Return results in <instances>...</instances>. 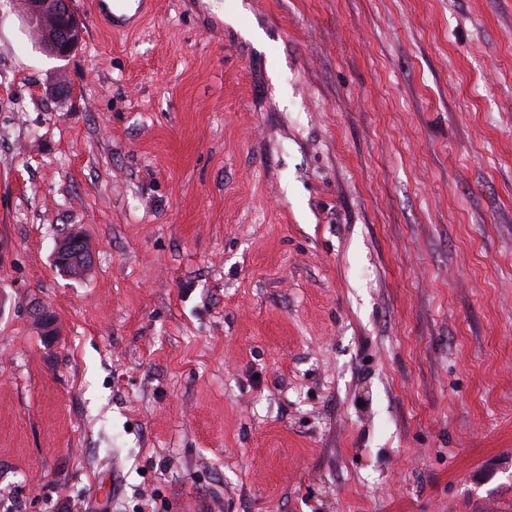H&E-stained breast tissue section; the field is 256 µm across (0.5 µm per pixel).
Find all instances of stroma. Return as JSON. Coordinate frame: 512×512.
Instances as JSON below:
<instances>
[{
	"instance_id": "35a3bbf8",
	"label": "stroma",
	"mask_w": 512,
	"mask_h": 512,
	"mask_svg": "<svg viewBox=\"0 0 512 512\" xmlns=\"http://www.w3.org/2000/svg\"><path fill=\"white\" fill-rule=\"evenodd\" d=\"M22 2L0 512H512V0ZM24 15L29 27L51 23L43 46L57 58L68 57L82 40L83 27L70 0H26ZM123 0H90L86 3V8L88 10L89 16L93 18L97 23L103 25L105 28L109 30H116L115 23H123L125 21H130L132 17H128L124 11V5L121 3H117ZM106 2L112 3V8ZM105 6V12L104 10ZM116 12H120L117 14ZM88 242L89 239L80 231H71L59 238L54 251V260L56 265H58L61 270H63L67 262L63 259V256L72 251L74 248H81L82 253H84L87 258L92 259L93 251L90 246L88 248Z\"/></svg>"
}]
</instances>
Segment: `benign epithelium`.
<instances>
[{
    "instance_id": "7a95c632",
    "label": "benign epithelium",
    "mask_w": 512,
    "mask_h": 512,
    "mask_svg": "<svg viewBox=\"0 0 512 512\" xmlns=\"http://www.w3.org/2000/svg\"><path fill=\"white\" fill-rule=\"evenodd\" d=\"M24 20L30 27L46 21L51 23L43 46L57 58L68 57L82 40L83 27L71 8L70 0H26ZM88 242L89 239L80 231H71L59 238L54 251L56 265L65 267L63 256L75 248L82 249L87 257H93Z\"/></svg>"
}]
</instances>
